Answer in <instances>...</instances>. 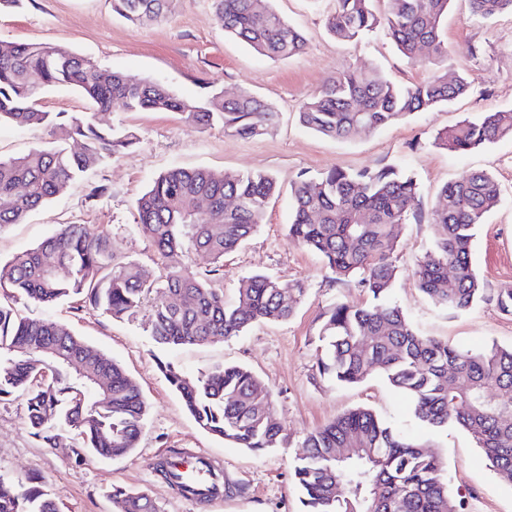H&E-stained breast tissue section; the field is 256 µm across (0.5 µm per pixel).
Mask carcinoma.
Wrapping results in <instances>:
<instances>
[{"label": "carcinoma", "mask_w": 512, "mask_h": 512, "mask_svg": "<svg viewBox=\"0 0 512 512\" xmlns=\"http://www.w3.org/2000/svg\"><path fill=\"white\" fill-rule=\"evenodd\" d=\"M112 12L133 25L167 16L176 0H110ZM334 0L329 32L354 42L381 31L411 63L429 47L447 55L444 23L451 0ZM472 12L492 19L512 13V0H469ZM224 36L272 60L303 52L306 39L272 6V0H214ZM79 90L100 112L115 103L128 111L175 112L197 128L220 124L242 138L259 136L275 112L248 94L213 92L197 101L178 97L164 83L100 69L91 60L50 43L0 41V123L51 128L55 141L27 154L0 158V231L19 224L70 182L136 145V135L89 113L40 109L52 87ZM460 75L435 71L402 85L377 70L341 73L298 112L303 127L337 139L374 131L415 112L445 105L468 92ZM512 140V109L467 118L440 130L436 147L466 152ZM276 179L264 172L228 175L205 168H171L136 200L137 228L164 264L148 281L135 261H117L109 234L88 224H61L38 245L0 261V292L8 299L51 306L80 299L115 319L149 309L153 340L162 346L198 345L239 336L253 324L289 319L304 300L301 282L264 274L241 279L224 300L212 286L223 275L224 255L258 229ZM288 234L318 254L337 282L372 299L369 306L341 300L323 315L319 372L339 383H358L372 371L412 399L414 417L429 434L455 426L483 451L490 466L512 480V347L460 348L417 333L390 302L396 275L397 228L419 222V188L393 167L348 172L333 167L316 181L292 188ZM236 201L224 207V200ZM206 199L210 213L198 211ZM500 187L484 171L443 186L430 218L441 237L418 261L414 274L436 306L467 310L485 298L472 260L477 227L497 205ZM203 252L213 267L193 270L182 257ZM169 387L207 432L262 453L282 441L269 393L239 365H216L196 375L159 362ZM24 397L34 437L55 446L73 432L89 454L121 457L137 447L147 414L139 384L107 353L48 318H20L0 301V400ZM293 467L304 512H455L447 470L431 443L402 433L371 410L357 408L308 433ZM113 512H159L144 492L115 486ZM0 512H59L58 496L31 479L0 475Z\"/></svg>", "instance_id": "1"}]
</instances>
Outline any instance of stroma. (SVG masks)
Returning a JSON list of instances; mask_svg holds the SVG:
<instances>
[{"instance_id":"35a3bbf8","label":"stroma","mask_w":512,"mask_h":512,"mask_svg":"<svg viewBox=\"0 0 512 512\" xmlns=\"http://www.w3.org/2000/svg\"><path fill=\"white\" fill-rule=\"evenodd\" d=\"M273 6L305 34L300 55L273 61L225 38L212 0H179L166 19L141 26L113 14L109 0H23L21 8L0 12L2 41L51 42L101 69L161 80L186 99L202 98L214 87L228 96L251 94L277 113L268 131L249 139L219 126H190L172 112H130L116 105L97 113V120L135 133L137 144L97 167L88 180L69 184L22 223L1 230L0 259L36 246L59 225L92 224L109 232L117 259L136 260L146 274L156 276L157 253L136 228L134 203L157 175L175 166L233 174L263 171L276 177L279 193L269 202L257 232L225 254L224 297L232 299L240 279L253 273L299 281L307 289L288 320L169 350L152 340L144 310L116 320L76 300L53 306L18 301L20 314L63 323L118 360L148 403L144 431L133 452L115 459L79 460L72 452L73 434L47 446L31 433L23 397L0 401V474L34 476L59 495L62 512H112L108 493L115 486L149 494L160 512H302L292 472L301 453L298 443L308 432L350 410L367 408L392 427L420 435L411 400L380 374L339 384L318 371L322 314L337 301L366 306L370 298L353 286L331 282L321 258L289 236L291 187L298 175L316 179L332 167L351 172L394 167L415 177L421 206L428 211L449 181L473 170L492 174L501 187V201L473 240L485 300L471 310L450 312L434 306L419 289L413 269L441 234L440 226L428 221L399 229L391 300L420 335L469 349L492 343L512 346V315L502 313L495 302L500 289L512 287V140L458 154L434 144L438 131L463 119L512 108V14L485 20L472 14L468 0H452L444 30L448 55L440 66L466 75L469 95L342 141L300 125L298 110L307 98L352 65L377 69L401 84L422 81L428 69L408 63L384 33L356 43L332 37L325 24L332 0H274ZM50 139L45 127L2 124L0 157L26 154ZM91 180L107 185V193L88 198ZM161 358L190 374L217 364L247 367L267 386L287 441L257 454L203 431L158 370ZM432 444L446 463L460 512H512V485L489 469L465 431L449 428ZM185 451L220 462L237 493L203 505L179 495L156 474L155 466Z\"/></svg>"}]
</instances>
